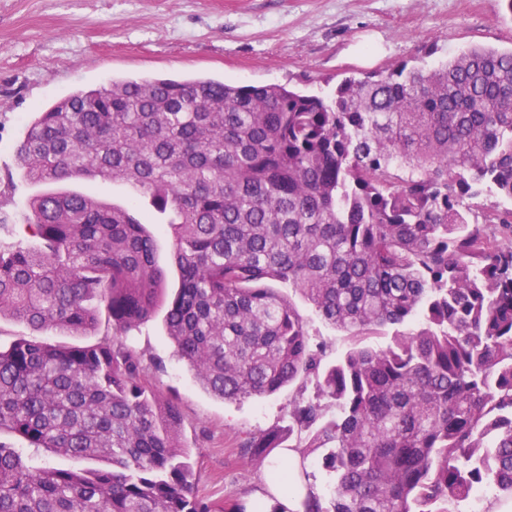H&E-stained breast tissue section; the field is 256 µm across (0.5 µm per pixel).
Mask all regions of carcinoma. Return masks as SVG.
Wrapping results in <instances>:
<instances>
[{
    "label": "carcinoma",
    "mask_w": 512,
    "mask_h": 512,
    "mask_svg": "<svg viewBox=\"0 0 512 512\" xmlns=\"http://www.w3.org/2000/svg\"><path fill=\"white\" fill-rule=\"evenodd\" d=\"M16 156L31 184L128 183L167 225L175 356L224 401L296 386L288 426L239 450L283 493L305 489L303 512H459L479 486L512 497V48L330 93L117 78L33 113ZM28 209L38 247L0 236V317L32 331L0 348V433L106 466L48 467L0 440V512H243L197 495L180 409L145 382L159 363L123 337L164 291L145 224L89 193ZM292 292L351 339L335 360ZM103 310L108 341L39 339L87 335ZM292 447L290 475L272 453Z\"/></svg>",
    "instance_id": "1"
}]
</instances>
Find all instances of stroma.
I'll list each match as a JSON object with an SVG mask.
<instances>
[{
    "mask_svg": "<svg viewBox=\"0 0 512 512\" xmlns=\"http://www.w3.org/2000/svg\"><path fill=\"white\" fill-rule=\"evenodd\" d=\"M470 45L512 47L503 0H0V221L26 223L35 186L15 147L33 112L115 78L206 76L330 91L343 77L415 64ZM163 312L129 333L163 363L147 382L174 397L198 490L227 506L264 489L266 468L239 454L281 426L291 389L240 402L205 391L173 354Z\"/></svg>",
    "mask_w": 512,
    "mask_h": 512,
    "instance_id": "35a3bbf8",
    "label": "stroma"
}]
</instances>
